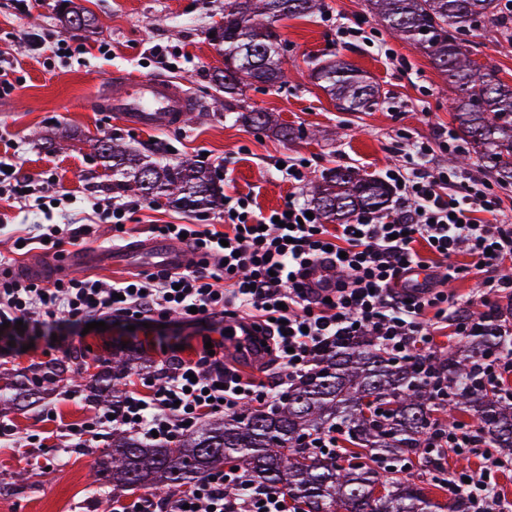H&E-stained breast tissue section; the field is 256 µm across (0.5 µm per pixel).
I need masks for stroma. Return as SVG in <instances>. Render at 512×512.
I'll use <instances>...</instances> for the list:
<instances>
[{"label": "stroma", "instance_id": "1", "mask_svg": "<svg viewBox=\"0 0 512 512\" xmlns=\"http://www.w3.org/2000/svg\"><path fill=\"white\" fill-rule=\"evenodd\" d=\"M96 18L93 28H63L59 0H37L19 13L13 0H0V55L17 60L14 88L0 97V161L17 165L34 193L23 201L0 200V255L16 268L51 258L35 247L21 254L15 241L38 235L42 225L69 224L85 230L82 249L122 245L150 236L155 224H220L223 208L184 210L166 197L144 201L112 186L90 141L108 137L145 155L171 162L189 158L214 171L224 193L253 194L262 211L297 195L309 201L312 186L332 168L352 167L382 178L384 169L411 149L412 143L436 141L456 129L448 100L455 89L428 58L393 38L367 8L366 0H322L321 11L308 18L279 22L286 44L287 76L269 88L254 85L238 103L227 104L213 81L224 57L210 40L212 26L224 16V0H77ZM40 34L66 39L72 57L35 54L28 43ZM471 57L512 84V17L504 16L468 35ZM178 56L176 67L160 64L153 46ZM340 56L363 70L380 87L379 103L369 112H342L312 77L321 60ZM135 77L161 76L179 82L197 98L199 111L179 129L162 132L124 124L109 112L91 108V100L112 83L113 71ZM271 112L306 137L282 140L239 120L240 109ZM64 134L63 149L48 150L45 135ZM305 161L306 180L294 190L279 162ZM71 199L54 205L59 191ZM141 202L142 207L116 234L111 220L92 210L95 199ZM223 325L188 326L171 317L166 326L109 325L105 331L65 333L50 343L0 341V371L31 369L83 354L89 373L121 348L140 349L158 376L172 357L195 358L205 340L220 338ZM98 405L57 390L39 405L0 416V512H108L111 504L135 499L132 491L113 495L111 488L91 491V464L109 440L74 446L69 430L91 419ZM39 444H32V436Z\"/></svg>", "mask_w": 512, "mask_h": 512}]
</instances>
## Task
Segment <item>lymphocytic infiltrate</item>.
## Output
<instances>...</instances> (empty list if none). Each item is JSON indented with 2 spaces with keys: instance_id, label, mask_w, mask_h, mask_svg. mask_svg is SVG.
<instances>
[{
  "instance_id": "lymphocytic-infiltrate-1",
  "label": "lymphocytic infiltrate",
  "mask_w": 512,
  "mask_h": 512,
  "mask_svg": "<svg viewBox=\"0 0 512 512\" xmlns=\"http://www.w3.org/2000/svg\"><path fill=\"white\" fill-rule=\"evenodd\" d=\"M437 149L457 151L455 136L415 145L385 170L397 205L384 216L361 212L330 226L296 198L264 213L246 194L227 197L223 226L154 225L160 236L185 238L195 254L193 265L179 272L160 269L112 284L65 276L43 283L15 274L10 259L0 255V330L49 336L64 325L139 319L163 324L174 314L194 326L219 317L247 319L281 366L283 388L319 353L357 335L373 336L394 357L428 358L439 347L438 331L472 333L468 311L475 301L512 291V276L502 272L512 261V216L504 210L500 186L434 165ZM327 260L336 263L334 286L309 287L308 267ZM409 263L445 267L448 282L473 276L477 288L463 300L437 287L427 298L408 300L398 283ZM271 398L262 378L243 375L204 351L176 360L163 377L140 379L125 395L119 416L101 410L71 437L83 447L118 425L172 445L207 416L234 413L245 403L261 407ZM433 442L424 452L430 460L448 447L500 464L474 430L440 423ZM447 485L449 497L466 499L470 512H493L501 500L483 475L467 482L451 476ZM288 499L287 489L257 484L242 466L212 471L164 497L139 496L119 512H280Z\"/></svg>"
}]
</instances>
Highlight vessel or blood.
Returning <instances> with one entry per match:
<instances>
[{"label": "vessel or blood", "instance_id": "b4317fda", "mask_svg": "<svg viewBox=\"0 0 512 512\" xmlns=\"http://www.w3.org/2000/svg\"><path fill=\"white\" fill-rule=\"evenodd\" d=\"M100 112H112L124 122L145 129L168 130L180 126L185 113L197 111L195 99L175 81L166 77L132 79L124 74L112 76L111 87L102 89L92 102ZM189 249L185 243L146 237L122 249L91 250L74 256L75 270L147 262L170 271L186 266ZM429 269L410 265L401 280L408 293L418 295L431 287Z\"/></svg>", "mask_w": 512, "mask_h": 512}]
</instances>
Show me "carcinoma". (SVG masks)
Segmentation results:
<instances>
[{"instance_id": "cac0c4a2", "label": "carcinoma", "mask_w": 512, "mask_h": 512, "mask_svg": "<svg viewBox=\"0 0 512 512\" xmlns=\"http://www.w3.org/2000/svg\"><path fill=\"white\" fill-rule=\"evenodd\" d=\"M63 22L68 28L92 24V16L67 0ZM379 20L394 35L409 42L457 91L449 105L459 134L472 151L512 184V84L470 58L466 33L501 20L498 0H369ZM321 8V0H224L221 41L224 69L216 74L228 95H243L255 83L275 85L286 76L285 49L276 23L304 17ZM313 78L345 112H367L379 89L361 70L341 59L323 61ZM239 118L258 128L270 123L267 112L248 110ZM104 166L117 186L149 198L168 197L177 208L206 209L224 197L212 172L190 159L164 165L109 138L96 140ZM391 189L359 176L349 168H334L312 188L316 210L330 223L345 224L361 211L388 209ZM476 331L451 354L439 353L422 363L394 359L370 336L342 340L314 359L308 371L277 394L270 405H245L185 435L175 446L142 441L125 431H112V443L92 465L95 484L114 490L155 487L176 491L211 471L239 461L255 481L285 487L296 512H432L426 489L414 481L388 476L352 456L341 464L331 454L305 448L307 438L336 433L354 447L370 452L380 463H403L425 448L442 411L455 419L458 411L475 417L482 439L499 452L512 450V394L489 388L479 380L476 363L491 352L507 349L512 340L502 334L497 317H474ZM136 358L112 357V365L90 375L86 383L73 379V392L91 400L120 403L122 380ZM84 365L75 354L43 365L34 378L0 386V411L16 401L67 380L73 365ZM446 377L447 397L438 399L430 377Z\"/></svg>"}]
</instances>
